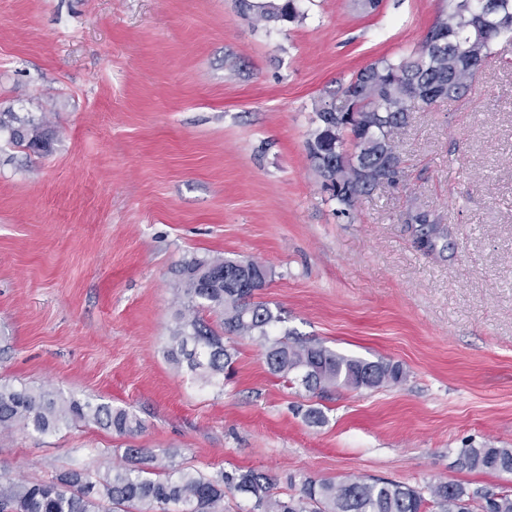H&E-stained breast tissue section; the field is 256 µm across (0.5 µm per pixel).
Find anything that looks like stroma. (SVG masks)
Instances as JSON below:
<instances>
[{"label": "stroma", "instance_id": "1", "mask_svg": "<svg viewBox=\"0 0 512 512\" xmlns=\"http://www.w3.org/2000/svg\"><path fill=\"white\" fill-rule=\"evenodd\" d=\"M447 0H315L261 25L238 0H0V111L47 115L36 157L0 135V381L134 413L0 434V473L170 462L206 473L383 478L512 490L462 471L459 448H512V46L469 92L395 130L398 184L336 212L306 150L314 100L414 48ZM425 212L448 249L426 253ZM253 258L285 329L400 364L398 386L312 395L234 341L206 384L167 358L173 270ZM327 421L308 425L307 409ZM411 221L420 224L417 230V244L421 249L432 251L436 248L437 240L440 238V229L435 224H430L429 216L419 212L411 217Z\"/></svg>", "mask_w": 512, "mask_h": 512}]
</instances>
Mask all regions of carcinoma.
Returning <instances> with one entry per match:
<instances>
[{"label":"carcinoma","instance_id":"obj_1","mask_svg":"<svg viewBox=\"0 0 512 512\" xmlns=\"http://www.w3.org/2000/svg\"><path fill=\"white\" fill-rule=\"evenodd\" d=\"M257 22H294L305 17L297 0H239ZM467 0H448L414 49L381 57L366 65L338 89L314 102L317 125L306 142L308 159L322 187L346 214L388 174L396 153L392 133L415 106L432 107L440 89L460 98L472 87L483 65L512 45V0H492L472 15ZM0 131L9 142L41 156L50 152L53 133L42 118L0 112ZM411 220L420 225L417 244L432 251L440 229L426 213ZM272 271L249 258H192L178 270L175 295L179 308L169 336L167 356L206 383L231 367L236 350L224 336L260 344L269 372L285 382L298 381L315 394L330 388L375 389L399 385L406 372L397 363L344 355L320 341L281 330V313L258 301L242 281L271 282ZM218 315L219 327L201 312ZM93 422L121 436H134L142 423L129 411L108 404L65 400L48 390L0 383V432L17 428L46 434L60 427ZM455 466L466 471L512 474V448H459ZM275 481L255 469L222 471L216 476L183 464L162 472L134 470L107 462L105 471L73 470L48 482L0 480V512H225L224 498L251 503L248 512H512V492L472 491L458 483L429 487L430 498L403 483L345 477L301 480L298 495L281 498Z\"/></svg>","mask_w":512,"mask_h":512}]
</instances>
